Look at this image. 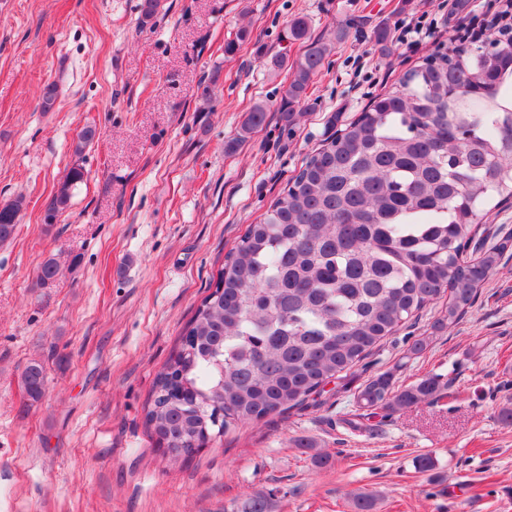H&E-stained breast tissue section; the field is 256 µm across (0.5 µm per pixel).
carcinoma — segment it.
Wrapping results in <instances>:
<instances>
[{"mask_svg": "<svg viewBox=\"0 0 512 512\" xmlns=\"http://www.w3.org/2000/svg\"><path fill=\"white\" fill-rule=\"evenodd\" d=\"M285 40L305 43L278 111L293 126L333 50L296 17ZM255 106L228 142L262 126ZM84 178L72 167L47 223ZM512 199V40L490 51L438 49L344 125L289 179L228 251L180 343L154 380L145 425L162 456L188 459L240 425L304 410L320 386L347 376L389 336L448 296L433 323L454 327L512 250L483 223ZM21 201L0 206V243L14 238ZM45 260L39 283L56 279ZM29 401L47 391L44 362L21 374ZM436 376L394 387L386 371L358 390L360 411L400 412L432 401ZM253 493L242 512H271Z\"/></svg>", "mask_w": 512, "mask_h": 512, "instance_id": "obj_1", "label": "carcinoma"}]
</instances>
